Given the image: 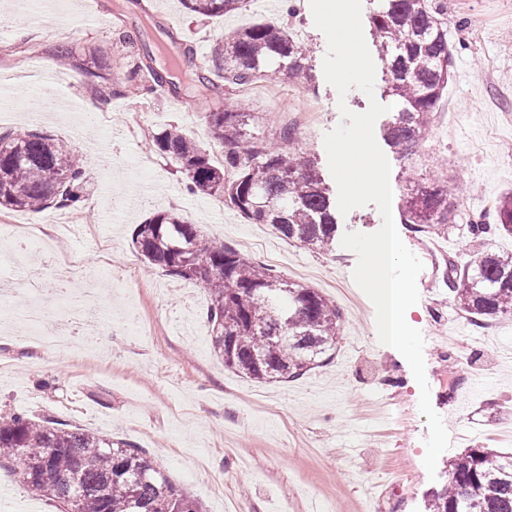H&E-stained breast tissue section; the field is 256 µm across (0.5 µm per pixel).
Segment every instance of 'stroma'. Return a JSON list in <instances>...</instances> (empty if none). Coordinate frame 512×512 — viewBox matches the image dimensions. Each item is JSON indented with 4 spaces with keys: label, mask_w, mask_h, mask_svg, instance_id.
<instances>
[{
    "label": "stroma",
    "mask_w": 512,
    "mask_h": 512,
    "mask_svg": "<svg viewBox=\"0 0 512 512\" xmlns=\"http://www.w3.org/2000/svg\"><path fill=\"white\" fill-rule=\"evenodd\" d=\"M21 10L19 0H0V28L13 31L0 49V101L11 112L0 132L35 129L83 154L88 184L73 211L83 229L60 249L87 268L107 256L111 272L102 278L101 301L112 320L85 332L96 355L83 362L64 350H42L20 323L12 335H0V416L22 413L131 442L205 512H225L228 500L244 512H309L315 501L326 512H427L454 456L476 446L512 448V317L475 325L444 283L445 261L462 265L473 254L468 225L493 214L512 189V168L500 160L512 154V140L486 145L507 118L489 111L485 80L491 73L512 87V0H448L454 73L421 152L446 163L457 183V221L444 234L398 227L424 263L410 324L425 338L431 404L451 441L432 476L423 464L428 429L419 385L407 361L378 340L375 308L352 278L355 253L339 245L326 254L308 252L270 225L249 223L222 199L188 192L176 162L152 148L151 135L178 126L221 163L207 116L223 110V89L181 91L177 110L162 93L132 92L128 81L140 47L154 53L172 41L188 44L203 65L230 32L255 21H291L313 49L303 73L253 82L243 94L268 137L283 127L296 95L320 99V123L296 130L294 143L337 196L323 137L341 120L342 98L325 80L327 41L309 0H250L245 10L220 17L189 13L182 0H70L66 11L43 9L31 26ZM122 32L133 43L119 40ZM342 100L355 112L368 107L357 89ZM450 112L462 117L451 130ZM137 118L148 132L133 138L127 128ZM392 119L389 112L380 116L374 134L391 166L397 218L412 163L385 136ZM168 209L253 261L268 250L277 257L270 265L275 274L317 288L340 307L342 339L331 363L272 384L226 369L213 351L204 288L148 267L132 245L135 226ZM442 326L473 344L469 368L487 378L485 387L449 390L444 378L459 367L461 353L456 344H442ZM1 492L13 498V512H60L55 502L34 496L7 462L0 464Z\"/></svg>",
    "instance_id": "obj_1"
}]
</instances>
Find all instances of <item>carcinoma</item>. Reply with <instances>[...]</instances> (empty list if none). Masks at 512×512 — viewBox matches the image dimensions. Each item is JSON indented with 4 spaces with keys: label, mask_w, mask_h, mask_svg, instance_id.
<instances>
[{
    "label": "carcinoma",
    "mask_w": 512,
    "mask_h": 512,
    "mask_svg": "<svg viewBox=\"0 0 512 512\" xmlns=\"http://www.w3.org/2000/svg\"><path fill=\"white\" fill-rule=\"evenodd\" d=\"M373 18L378 54L397 103L388 128L392 147L411 159L427 129L454 64L448 39V0H383ZM247 0H185L206 17L244 9ZM194 49L183 50L192 64ZM307 48L289 27L245 26L225 38L189 80L214 86L224 79V110L211 112L212 136L224 147V164L176 126L152 136L154 147L179 166L192 192L215 196L253 224H269L313 253L333 248L336 219L322 175L306 152H288L279 137H257L259 116L246 111L240 88L260 78H290L304 68ZM175 68V69H177ZM173 68L146 66L153 81L172 82ZM86 169L76 147L43 132L0 134V207L41 211L77 207ZM448 176L412 177L403 196V223L415 231L445 234L455 223ZM496 223L470 224L473 241L512 235V192L499 199ZM144 263L194 281L208 291L214 352L224 367L256 382L287 381L333 359L343 316L317 289L287 281L224 244H216L175 211L146 218L133 231ZM448 290L476 321L512 316V253L483 249L460 268L448 260ZM31 478L37 496L60 504L80 498L78 512H202L145 454L121 439L13 414L0 421V460ZM428 512H512V452L478 446L455 457L446 481L432 492Z\"/></svg>",
    "instance_id": "obj_1"
}]
</instances>
